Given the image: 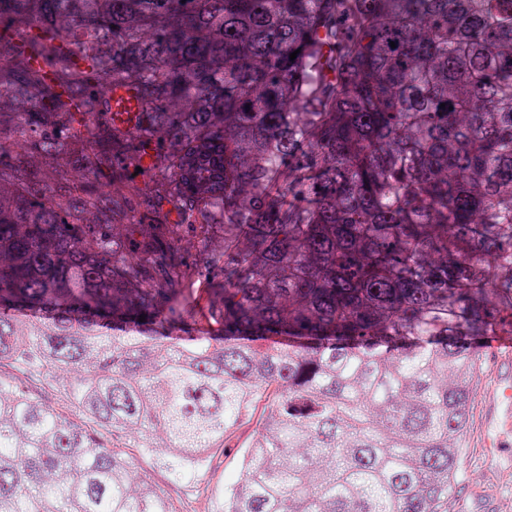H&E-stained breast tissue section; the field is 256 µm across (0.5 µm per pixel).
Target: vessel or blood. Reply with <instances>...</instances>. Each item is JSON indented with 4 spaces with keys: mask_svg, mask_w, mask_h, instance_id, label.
Here are the masks:
<instances>
[{
    "mask_svg": "<svg viewBox=\"0 0 512 512\" xmlns=\"http://www.w3.org/2000/svg\"><path fill=\"white\" fill-rule=\"evenodd\" d=\"M35 29L9 35L8 42L14 56L24 59L29 65L41 71L46 79L54 83L58 92L66 98L72 97V89L60 81L54 68L49 66L43 55L33 47ZM145 108L138 86L129 80L112 79L106 87V95L95 114L88 119L89 126L99 124L111 128L114 136L135 139L139 150L133 160L140 167L142 175H150L157 163L152 138L143 130L140 116ZM481 355L487 356L493 367L512 364V324L501 323L485 336L480 348ZM482 445L490 452H500L507 447V434L512 433V375L493 376L492 384L485 397V414L482 420Z\"/></svg>",
    "mask_w": 512,
    "mask_h": 512,
    "instance_id": "b4317fda",
    "label": "vessel or blood"
}]
</instances>
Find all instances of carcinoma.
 <instances>
[{"label": "carcinoma", "instance_id": "1", "mask_svg": "<svg viewBox=\"0 0 512 512\" xmlns=\"http://www.w3.org/2000/svg\"><path fill=\"white\" fill-rule=\"evenodd\" d=\"M33 23L81 112L0 43V512H197L258 412L207 512H448L512 316V0H0ZM114 77L153 196L78 129ZM236 448H230V451L224 455V448L216 450L213 461L212 470L210 473L211 485L208 490H203L204 483L200 486L202 488L201 496L196 500V510L203 512L209 507L208 500L210 490L217 483L228 485L237 482L240 478V472L237 463L233 460V455Z\"/></svg>", "mask_w": 512, "mask_h": 512}]
</instances>
